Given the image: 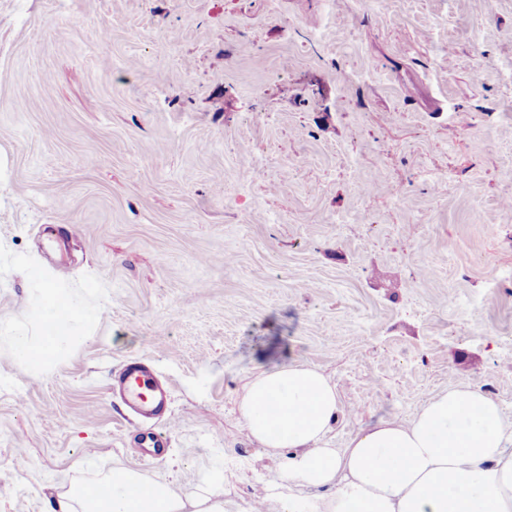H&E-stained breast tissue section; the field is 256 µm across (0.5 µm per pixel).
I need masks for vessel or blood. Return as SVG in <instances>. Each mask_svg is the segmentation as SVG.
Returning a JSON list of instances; mask_svg holds the SVG:
<instances>
[{
    "instance_id": "obj_1",
    "label": "vessel or blood",
    "mask_w": 512,
    "mask_h": 512,
    "mask_svg": "<svg viewBox=\"0 0 512 512\" xmlns=\"http://www.w3.org/2000/svg\"><path fill=\"white\" fill-rule=\"evenodd\" d=\"M112 390L134 414L150 418L166 414L170 391L153 367L140 360L127 361L112 381Z\"/></svg>"
}]
</instances>
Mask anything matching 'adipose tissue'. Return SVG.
<instances>
[{
	"instance_id": "1",
	"label": "adipose tissue",
	"mask_w": 512,
	"mask_h": 512,
	"mask_svg": "<svg viewBox=\"0 0 512 512\" xmlns=\"http://www.w3.org/2000/svg\"><path fill=\"white\" fill-rule=\"evenodd\" d=\"M100 314L44 282L33 311L38 332L12 337L14 354L43 370ZM340 409L336 384L300 361L260 371L244 386L246 437L292 451L281 476L292 494L281 512H512V425L479 388L440 390L410 419H379L334 448L328 435ZM99 485L106 496L71 489L64 512H225L221 495L183 493L129 469Z\"/></svg>"
}]
</instances>
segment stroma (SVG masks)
Wrapping results in <instances>:
<instances>
[{
  "instance_id": "obj_1",
  "label": "stroma",
  "mask_w": 512,
  "mask_h": 512,
  "mask_svg": "<svg viewBox=\"0 0 512 512\" xmlns=\"http://www.w3.org/2000/svg\"><path fill=\"white\" fill-rule=\"evenodd\" d=\"M44 274L103 318L35 373ZM291 360L336 448L457 384L512 420V0H0V512L116 468L280 512L237 398ZM112 391L134 414L150 418L166 414L170 391L153 367L140 360H129L112 381Z\"/></svg>"
}]
</instances>
